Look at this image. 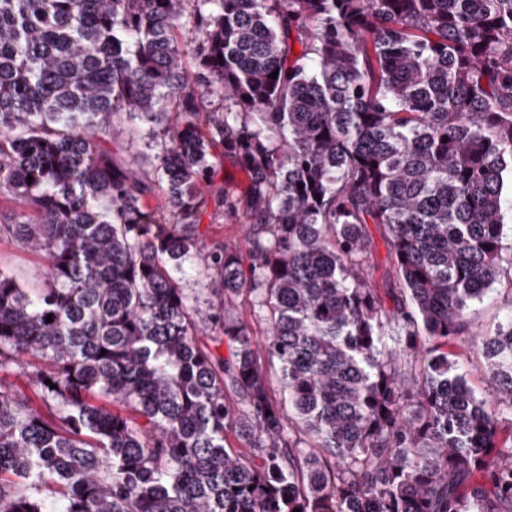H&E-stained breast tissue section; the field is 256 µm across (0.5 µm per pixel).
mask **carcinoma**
<instances>
[{
    "label": "carcinoma",
    "instance_id": "cac0c4a2",
    "mask_svg": "<svg viewBox=\"0 0 512 512\" xmlns=\"http://www.w3.org/2000/svg\"><path fill=\"white\" fill-rule=\"evenodd\" d=\"M170 111L152 172L112 159ZM226 158L247 250L203 254ZM507 175L512 0H0V234L45 260L0 272V373L49 362L0 378V512H512V310L487 396L448 352L512 266ZM370 230L375 238L377 244V252L375 257V269L372 273L373 284L377 288H387L384 281L385 271L389 267L388 250L383 239L379 236L378 231L371 224L369 225ZM173 276L179 283L181 288H184L185 292L190 294L196 300L197 305L206 309L215 302V298L211 293L205 289L204 285L199 282L196 278L185 276L179 271H174Z\"/></svg>",
    "mask_w": 512,
    "mask_h": 512
}]
</instances>
